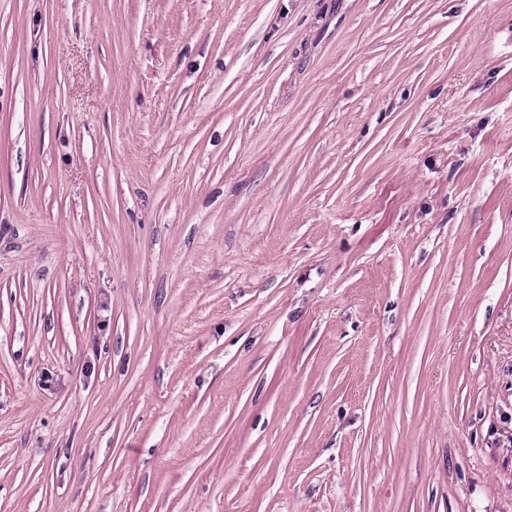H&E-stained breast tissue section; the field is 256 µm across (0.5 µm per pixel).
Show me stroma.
Here are the masks:
<instances>
[{"instance_id":"1","label":"stroma","mask_w":512,"mask_h":512,"mask_svg":"<svg viewBox=\"0 0 512 512\" xmlns=\"http://www.w3.org/2000/svg\"><path fill=\"white\" fill-rule=\"evenodd\" d=\"M0 512H512V0H0Z\"/></svg>"}]
</instances>
